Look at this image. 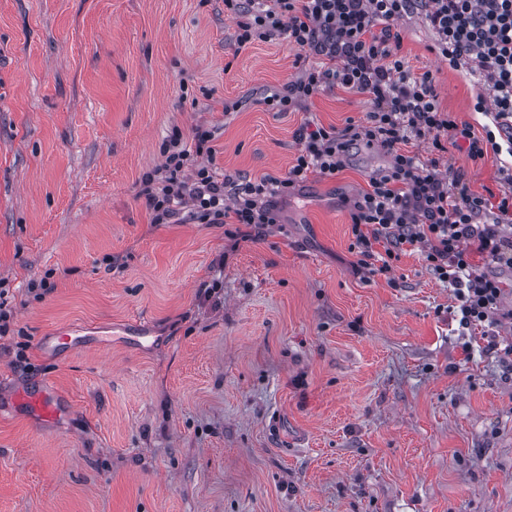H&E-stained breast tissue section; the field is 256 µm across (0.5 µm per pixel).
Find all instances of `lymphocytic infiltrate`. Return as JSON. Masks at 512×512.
Instances as JSON below:
<instances>
[{
  "label": "lymphocytic infiltrate",
  "mask_w": 512,
  "mask_h": 512,
  "mask_svg": "<svg viewBox=\"0 0 512 512\" xmlns=\"http://www.w3.org/2000/svg\"><path fill=\"white\" fill-rule=\"evenodd\" d=\"M224 9L236 22L238 47L279 34L297 57L324 61L264 97L269 110L291 111L330 86L367 95L370 109L340 131L304 123L287 175L255 182L195 164L213 152L209 131H196L190 141L171 135L162 145L163 164L142 177L153 223L222 224L231 217L264 229L278 223L280 201L310 174L336 176L353 146L380 147L387 167L350 205L356 270L392 285L395 262L421 251L434 278L450 286L460 328H482L485 352L512 374V339L499 334L512 306L495 273L512 269V175L492 203L471 193L458 173L441 175L437 159L450 143L465 145L475 161L490 152L512 157V0H224ZM411 14L431 31L434 51L473 78L490 104L493 131L477 135L442 110L432 74L415 73L401 55L396 23ZM413 139L430 144L433 158L408 150Z\"/></svg>",
  "instance_id": "1"
}]
</instances>
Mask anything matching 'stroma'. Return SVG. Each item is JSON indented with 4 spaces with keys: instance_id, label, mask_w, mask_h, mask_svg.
<instances>
[{
    "instance_id": "obj_1",
    "label": "stroma",
    "mask_w": 512,
    "mask_h": 512,
    "mask_svg": "<svg viewBox=\"0 0 512 512\" xmlns=\"http://www.w3.org/2000/svg\"><path fill=\"white\" fill-rule=\"evenodd\" d=\"M399 26L441 107L491 126L422 21ZM234 33L224 0H0V512H512V381L420 252L394 287L352 266L348 205L381 148L309 176L261 235L151 223L141 179L172 133L211 131L217 172L281 178L301 123L370 108L334 87L267 110L295 52ZM440 165L505 188L495 154ZM64 325L85 344L45 352ZM43 388L67 404L53 425L15 398Z\"/></svg>"
}]
</instances>
